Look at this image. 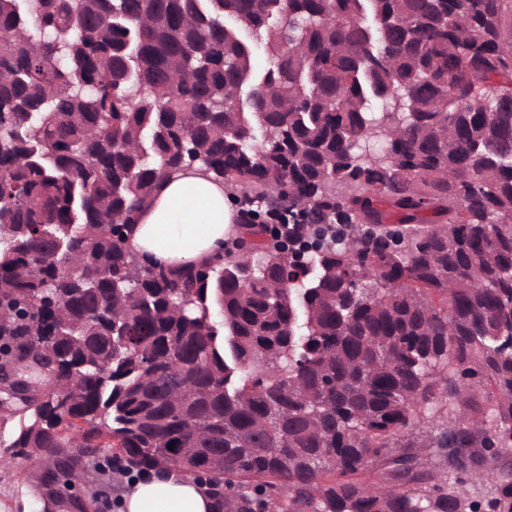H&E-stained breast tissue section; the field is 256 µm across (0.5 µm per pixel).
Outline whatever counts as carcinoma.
Instances as JSON below:
<instances>
[{"label": "carcinoma", "mask_w": 512, "mask_h": 512, "mask_svg": "<svg viewBox=\"0 0 512 512\" xmlns=\"http://www.w3.org/2000/svg\"><path fill=\"white\" fill-rule=\"evenodd\" d=\"M189 170L238 236L153 265ZM3 351L66 484L118 451L211 463L214 512H512V0H0ZM233 212L224 185L180 175L164 182L143 209L129 243L139 255L166 267L199 265L224 254V240L235 227Z\"/></svg>", "instance_id": "cac0c4a2"}]
</instances>
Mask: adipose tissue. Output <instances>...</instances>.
Returning a JSON list of instances; mask_svg holds the SVG:
<instances>
[{"instance_id":"obj_1","label":"adipose tissue","mask_w":512,"mask_h":512,"mask_svg":"<svg viewBox=\"0 0 512 512\" xmlns=\"http://www.w3.org/2000/svg\"><path fill=\"white\" fill-rule=\"evenodd\" d=\"M233 204L221 183L193 174L163 183L129 236L132 249L175 268L198 265L224 252L234 229ZM207 488L176 469L149 472L132 483L122 512H210Z\"/></svg>"}]
</instances>
